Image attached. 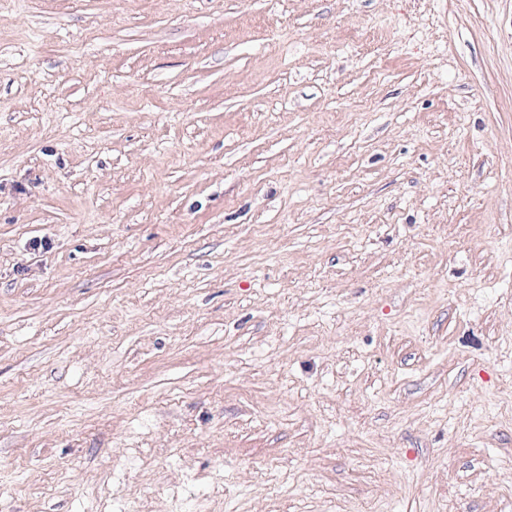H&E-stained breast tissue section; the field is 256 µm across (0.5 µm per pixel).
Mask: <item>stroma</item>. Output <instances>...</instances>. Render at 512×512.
Listing matches in <instances>:
<instances>
[{
  "label": "stroma",
  "instance_id": "obj_1",
  "mask_svg": "<svg viewBox=\"0 0 512 512\" xmlns=\"http://www.w3.org/2000/svg\"><path fill=\"white\" fill-rule=\"evenodd\" d=\"M0 512H512V0H0Z\"/></svg>",
  "mask_w": 512,
  "mask_h": 512
}]
</instances>
